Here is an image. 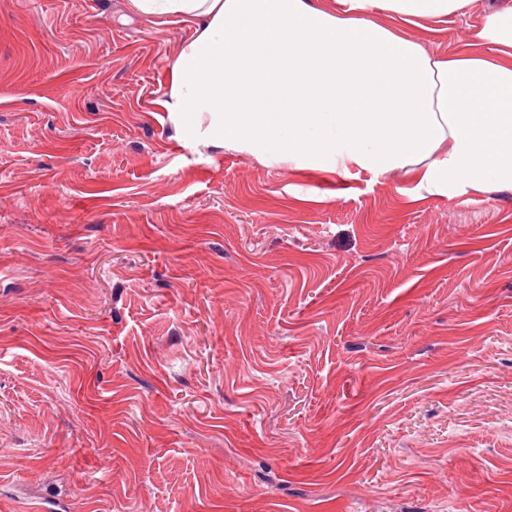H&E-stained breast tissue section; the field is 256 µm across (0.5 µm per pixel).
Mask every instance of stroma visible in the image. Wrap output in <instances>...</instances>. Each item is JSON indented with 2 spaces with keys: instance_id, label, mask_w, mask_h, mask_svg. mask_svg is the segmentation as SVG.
Instances as JSON below:
<instances>
[{
  "instance_id": "35a3bbf8",
  "label": "stroma",
  "mask_w": 512,
  "mask_h": 512,
  "mask_svg": "<svg viewBox=\"0 0 512 512\" xmlns=\"http://www.w3.org/2000/svg\"><path fill=\"white\" fill-rule=\"evenodd\" d=\"M192 35L0 0V512H512V190L195 152Z\"/></svg>"
}]
</instances>
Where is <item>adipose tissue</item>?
Returning a JSON list of instances; mask_svg holds the SVG:
<instances>
[{
	"mask_svg": "<svg viewBox=\"0 0 512 512\" xmlns=\"http://www.w3.org/2000/svg\"><path fill=\"white\" fill-rule=\"evenodd\" d=\"M473 0H128L194 35L162 100L193 147L272 170L379 176L418 189L512 190V6L483 11L464 45L438 54L402 36ZM381 11L390 21H372Z\"/></svg>",
	"mask_w": 512,
	"mask_h": 512,
	"instance_id": "adipose-tissue-1",
	"label": "adipose tissue"
}]
</instances>
